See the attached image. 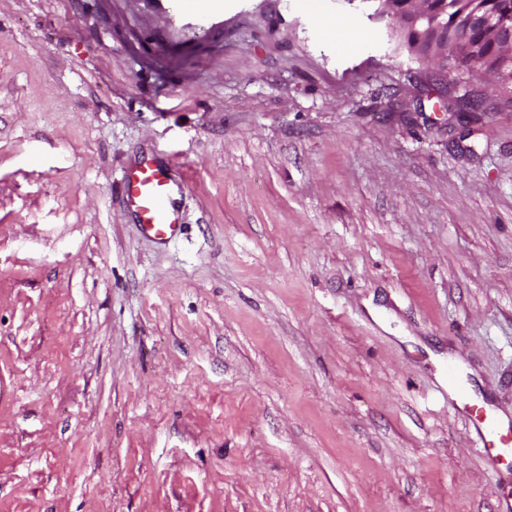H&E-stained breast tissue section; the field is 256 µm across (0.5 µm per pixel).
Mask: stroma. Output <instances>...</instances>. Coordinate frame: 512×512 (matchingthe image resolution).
I'll use <instances>...</instances> for the list:
<instances>
[{
    "label": "stroma",
    "instance_id": "35a3bbf8",
    "mask_svg": "<svg viewBox=\"0 0 512 512\" xmlns=\"http://www.w3.org/2000/svg\"><path fill=\"white\" fill-rule=\"evenodd\" d=\"M224 2L0 0V512H497L441 372L512 408V88ZM176 182L159 168L148 163L130 169L124 176L126 203L138 220L141 230L158 242H167L182 230L179 210L174 204Z\"/></svg>",
    "mask_w": 512,
    "mask_h": 512
}]
</instances>
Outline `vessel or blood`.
<instances>
[{
    "label": "vessel or blood",
    "mask_w": 512,
    "mask_h": 512,
    "mask_svg": "<svg viewBox=\"0 0 512 512\" xmlns=\"http://www.w3.org/2000/svg\"><path fill=\"white\" fill-rule=\"evenodd\" d=\"M180 184L161 169L143 163L124 176L126 203L143 233L160 242L176 237L182 230L174 204ZM448 398L476 437V445L490 471L512 465V417L498 408L476 402L463 385L461 372L448 364L443 372Z\"/></svg>",
    "instance_id": "obj_1"
}]
</instances>
